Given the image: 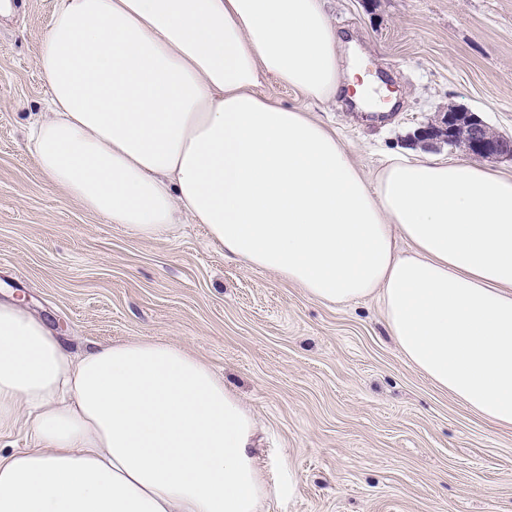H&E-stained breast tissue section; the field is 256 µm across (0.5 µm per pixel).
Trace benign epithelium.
I'll use <instances>...</instances> for the list:
<instances>
[{"label":"benign epithelium","mask_w":512,"mask_h":512,"mask_svg":"<svg viewBox=\"0 0 512 512\" xmlns=\"http://www.w3.org/2000/svg\"><path fill=\"white\" fill-rule=\"evenodd\" d=\"M418 136L423 142L442 140L468 154L512 159L511 136L492 132L481 119L459 108H448L441 118V125L423 128Z\"/></svg>","instance_id":"7a95c632"}]
</instances>
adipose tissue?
Here are the masks:
<instances>
[{
	"label": "adipose tissue",
	"mask_w": 512,
	"mask_h": 512,
	"mask_svg": "<svg viewBox=\"0 0 512 512\" xmlns=\"http://www.w3.org/2000/svg\"><path fill=\"white\" fill-rule=\"evenodd\" d=\"M325 0H55L35 166L141 239L205 225L225 256L319 301L378 295L404 357L512 426V175L413 153L374 175L265 97L357 83ZM407 250H399L398 241ZM0 512H258L255 421L198 355L132 340L71 355L0 301ZM36 442L28 428L23 424L18 425L9 432L0 433V453L9 454L14 451L35 448Z\"/></svg>",
	"instance_id": "1"
}]
</instances>
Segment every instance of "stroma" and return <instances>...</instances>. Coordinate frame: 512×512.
I'll list each match as a JSON object with an SVG mask.
<instances>
[{
  "mask_svg": "<svg viewBox=\"0 0 512 512\" xmlns=\"http://www.w3.org/2000/svg\"><path fill=\"white\" fill-rule=\"evenodd\" d=\"M55 0L0 13V301L24 299L73 353L153 339L206 360L254 416L271 489L258 512H512V426L435 387L403 356L377 300L326 305L227 259L200 224L139 239L52 186L27 127ZM345 60L396 93L385 112L261 92L336 129L365 171L409 148L472 156L418 128L463 108L512 136V0H326Z\"/></svg>",
  "mask_w": 512,
  "mask_h": 512,
  "instance_id": "obj_1",
  "label": "stroma"
}]
</instances>
